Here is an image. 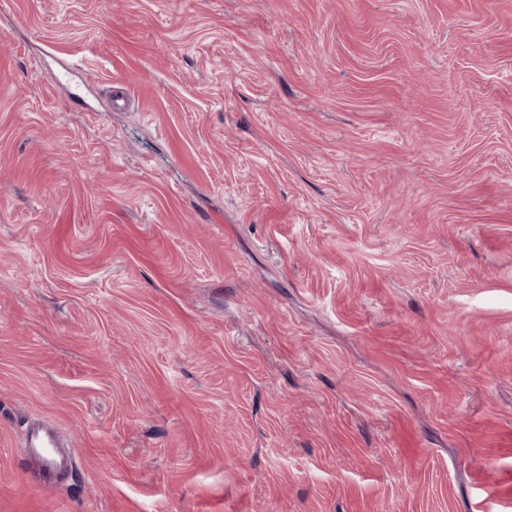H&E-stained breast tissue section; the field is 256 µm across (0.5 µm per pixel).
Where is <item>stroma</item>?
I'll return each mask as SVG.
<instances>
[{
	"label": "stroma",
	"instance_id": "stroma-1",
	"mask_svg": "<svg viewBox=\"0 0 512 512\" xmlns=\"http://www.w3.org/2000/svg\"><path fill=\"white\" fill-rule=\"evenodd\" d=\"M490 456L512 512V0H0V512H476ZM72 446L66 445L55 427L48 423H40L27 428L24 436L22 455L27 468L41 473L44 484H52L51 476L65 462L73 470L75 456Z\"/></svg>",
	"mask_w": 512,
	"mask_h": 512
}]
</instances>
